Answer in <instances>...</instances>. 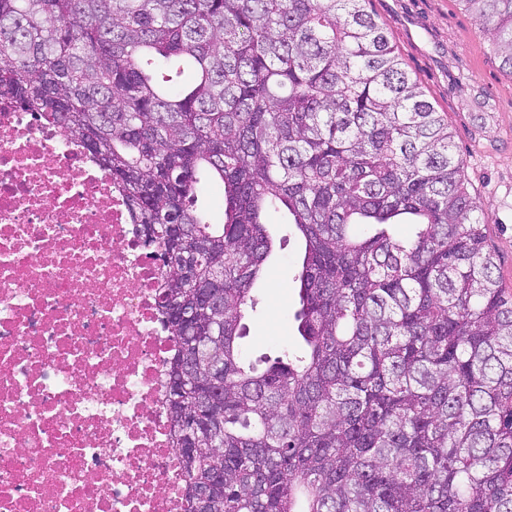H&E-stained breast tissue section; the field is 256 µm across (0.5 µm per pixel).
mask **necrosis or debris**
<instances>
[{"label": "necrosis or debris", "mask_w": 512, "mask_h": 512, "mask_svg": "<svg viewBox=\"0 0 512 512\" xmlns=\"http://www.w3.org/2000/svg\"><path fill=\"white\" fill-rule=\"evenodd\" d=\"M161 271L93 159L0 100V512H184Z\"/></svg>", "instance_id": "obj_1"}]
</instances>
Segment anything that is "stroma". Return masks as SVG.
<instances>
[{
  "label": "stroma",
  "mask_w": 512,
  "mask_h": 512,
  "mask_svg": "<svg viewBox=\"0 0 512 512\" xmlns=\"http://www.w3.org/2000/svg\"><path fill=\"white\" fill-rule=\"evenodd\" d=\"M373 7L406 69L448 116L499 276L512 289V77L500 70L458 0H373ZM456 72L464 76V89L448 80ZM266 221L276 246L253 290L256 308L245 320L241 345L251 360L299 347L293 326L303 245L282 213L269 212Z\"/></svg>",
  "instance_id": "1"
}]
</instances>
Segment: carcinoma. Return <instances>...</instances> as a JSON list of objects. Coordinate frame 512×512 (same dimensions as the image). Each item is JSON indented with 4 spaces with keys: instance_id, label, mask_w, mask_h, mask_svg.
I'll list each match as a JSON object with an SVG mask.
<instances>
[{
    "instance_id": "1",
    "label": "carcinoma",
    "mask_w": 512,
    "mask_h": 512,
    "mask_svg": "<svg viewBox=\"0 0 512 512\" xmlns=\"http://www.w3.org/2000/svg\"><path fill=\"white\" fill-rule=\"evenodd\" d=\"M371 2L0 0V99L78 143L166 255L185 512H512V291ZM459 2L512 75V0ZM271 209L305 243L302 348L259 368L239 339ZM221 194L220 187L212 184L199 194L196 203L199 210L208 213L213 224H220L223 220V208L220 203Z\"/></svg>"
}]
</instances>
